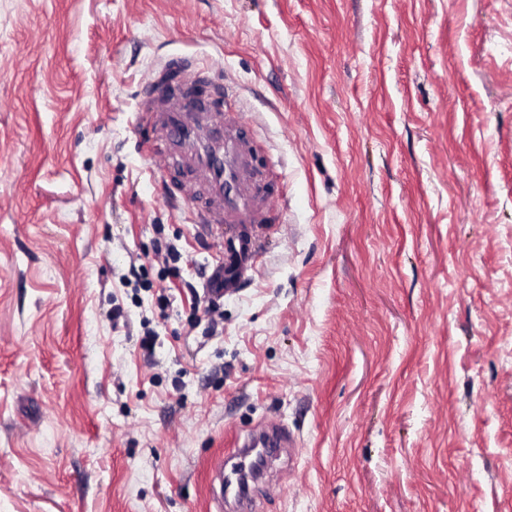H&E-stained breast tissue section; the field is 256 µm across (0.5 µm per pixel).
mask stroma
<instances>
[{
	"label": "stroma",
	"instance_id": "35a3bbf8",
	"mask_svg": "<svg viewBox=\"0 0 512 512\" xmlns=\"http://www.w3.org/2000/svg\"><path fill=\"white\" fill-rule=\"evenodd\" d=\"M171 55L284 197L214 303ZM270 426L256 512H512V0H0V512H232Z\"/></svg>",
	"mask_w": 512,
	"mask_h": 512
}]
</instances>
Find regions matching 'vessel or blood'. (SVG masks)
Listing matches in <instances>:
<instances>
[{"label":"vessel or blood","instance_id":"1","mask_svg":"<svg viewBox=\"0 0 512 512\" xmlns=\"http://www.w3.org/2000/svg\"><path fill=\"white\" fill-rule=\"evenodd\" d=\"M198 84V72L184 58H172L146 84L142 105L153 114L168 152L203 187L198 223L201 236L211 239L228 224L265 223L275 186L258 181L257 144L244 125L229 115L202 112L194 95Z\"/></svg>","mask_w":512,"mask_h":512}]
</instances>
